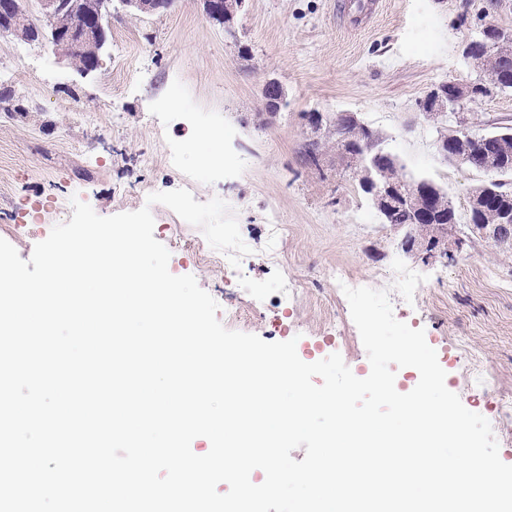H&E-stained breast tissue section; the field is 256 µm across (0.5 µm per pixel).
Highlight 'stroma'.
Listing matches in <instances>:
<instances>
[{
    "instance_id": "obj_1",
    "label": "stroma",
    "mask_w": 512,
    "mask_h": 512,
    "mask_svg": "<svg viewBox=\"0 0 512 512\" xmlns=\"http://www.w3.org/2000/svg\"><path fill=\"white\" fill-rule=\"evenodd\" d=\"M359 2L245 0L227 28L206 16L200 0H178L162 16L118 13L100 66L86 78L46 44L0 38V82L24 106L0 112V238L27 260L72 198L104 217L150 207L172 274L194 276L212 297L248 309L245 332L268 342L296 339L311 363L340 354L358 377L370 373V362L327 270L410 277L421 290L413 304L393 302L395 318L424 329L446 387L488 419L501 458L511 462L512 414L499 404L512 402V252L476 236L464 240L470 198L488 176L440 160L436 142L458 124L429 121L419 102L440 83L482 79L462 51L479 21L512 31V0H380L370 25L356 29ZM271 78L288 92L275 113L262 98ZM348 112L387 140L409 174L447 190L460 218L445 237L448 257L406 254L402 230L380 222L335 149L303 156L304 143L322 136L313 115ZM463 117L479 131L512 125V93L467 103ZM196 118L224 137L225 179L210 178L186 150ZM167 144L184 145L179 166L167 162ZM181 188L196 201L230 205L250 249L240 273L211 262L199 228L175 225L174 211L146 203L150 193ZM286 275L302 289L287 307L274 301ZM462 345L495 373L496 392L463 388Z\"/></svg>"
}]
</instances>
